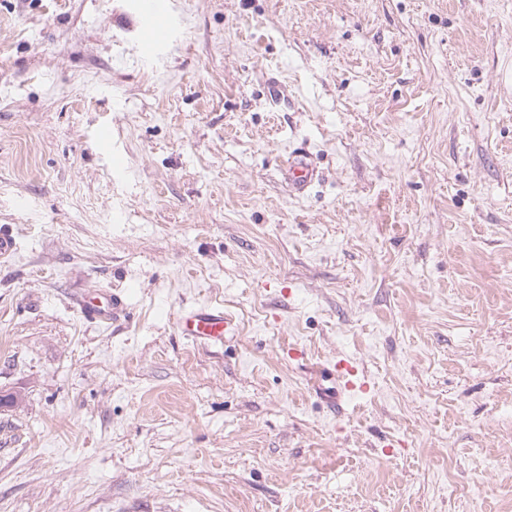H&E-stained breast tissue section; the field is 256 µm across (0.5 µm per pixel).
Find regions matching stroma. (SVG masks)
<instances>
[{
  "label": "stroma",
  "instance_id": "35a3bbf8",
  "mask_svg": "<svg viewBox=\"0 0 512 512\" xmlns=\"http://www.w3.org/2000/svg\"><path fill=\"white\" fill-rule=\"evenodd\" d=\"M178 2L0 0V512H512V0ZM175 3V0L131 1L130 9L137 23L135 50L140 58L159 59L171 52L174 33L183 23ZM286 176L292 191L301 195L315 181L317 172L307 154L296 153L288 160ZM74 307L84 318L100 324H115L127 318L122 295L112 288L84 289L72 295ZM181 336L193 344L221 346L226 336L237 333L235 319L224 312V307L200 303L181 308L175 318ZM327 372L340 382L343 394L346 396L357 392L365 393L368 391V384L362 379L355 362L346 356L336 357V362Z\"/></svg>",
  "mask_w": 512,
  "mask_h": 512
}]
</instances>
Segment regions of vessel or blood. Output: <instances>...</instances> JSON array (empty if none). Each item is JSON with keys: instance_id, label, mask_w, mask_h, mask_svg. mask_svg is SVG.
<instances>
[{"instance_id": "obj_1", "label": "vessel or blood", "mask_w": 512, "mask_h": 512, "mask_svg": "<svg viewBox=\"0 0 512 512\" xmlns=\"http://www.w3.org/2000/svg\"><path fill=\"white\" fill-rule=\"evenodd\" d=\"M130 9L137 23V55L149 60L167 56L174 46V33L183 23L182 15L175 8V0H131ZM286 176L292 191L300 195L315 181L317 172L307 154L296 153L288 160ZM72 301L84 318L95 323L112 325L128 316L122 295L109 288L76 292ZM175 326L180 335L205 346L223 345L225 337L237 332L235 319L222 307L208 303L181 308ZM330 374L340 382L341 393L352 395L369 389L349 357H337ZM338 394H325L324 399L329 404H336Z\"/></svg>"}]
</instances>
